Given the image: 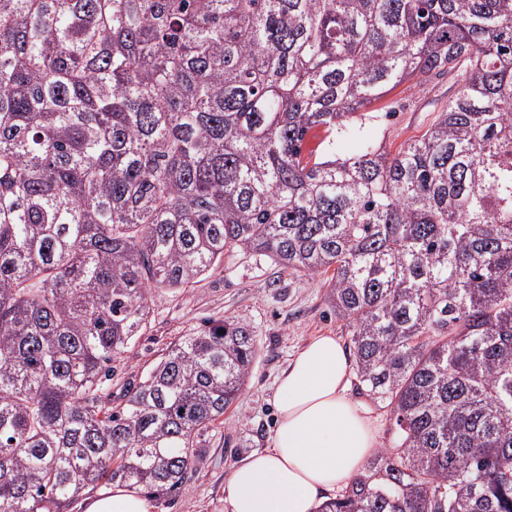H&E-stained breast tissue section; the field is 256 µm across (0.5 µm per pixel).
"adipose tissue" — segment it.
I'll use <instances>...</instances> for the list:
<instances>
[{
    "instance_id": "ef3b65f1",
    "label": "adipose tissue",
    "mask_w": 512,
    "mask_h": 512,
    "mask_svg": "<svg viewBox=\"0 0 512 512\" xmlns=\"http://www.w3.org/2000/svg\"><path fill=\"white\" fill-rule=\"evenodd\" d=\"M351 363L332 336L292 358L276 379L271 446L231 468L224 512H315L328 491L365 468L378 440L346 395Z\"/></svg>"
}]
</instances>
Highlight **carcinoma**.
I'll use <instances>...</instances> for the list:
<instances>
[{
	"instance_id": "carcinoma-1",
	"label": "carcinoma",
	"mask_w": 512,
	"mask_h": 512,
	"mask_svg": "<svg viewBox=\"0 0 512 512\" xmlns=\"http://www.w3.org/2000/svg\"><path fill=\"white\" fill-rule=\"evenodd\" d=\"M433 75L396 152L303 154ZM235 248L333 270L392 414L317 512H512V0H0V512L174 499L256 338L210 321L117 405L112 361Z\"/></svg>"
}]
</instances>
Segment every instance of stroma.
I'll return each mask as SVG.
<instances>
[{
    "instance_id": "stroma-1",
    "label": "stroma",
    "mask_w": 512,
    "mask_h": 512,
    "mask_svg": "<svg viewBox=\"0 0 512 512\" xmlns=\"http://www.w3.org/2000/svg\"><path fill=\"white\" fill-rule=\"evenodd\" d=\"M455 91L444 77L402 84L376 103L364 131L397 150L437 120ZM326 290L325 275H291L272 259L241 249L226 252L198 283L150 290V317L142 336L112 364L113 397H120L124 384L138 379L180 337L210 320L246 322L260 348L245 390L223 422L203 431L201 455L177 497L152 505L150 512H224V481L231 467L271 443L277 375L311 338L339 337L345 330L328 305Z\"/></svg>"
}]
</instances>
